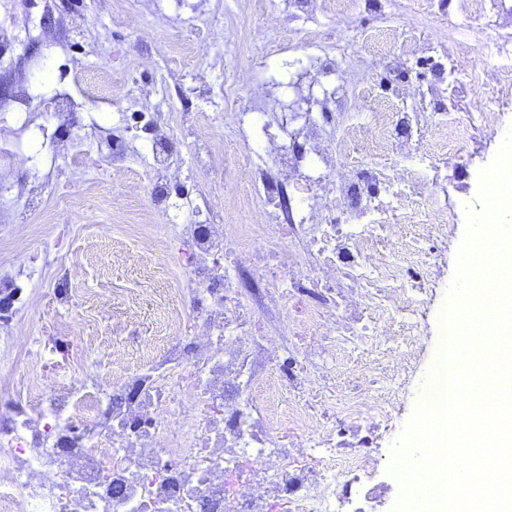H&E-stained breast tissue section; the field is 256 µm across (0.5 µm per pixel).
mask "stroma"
<instances>
[{
  "label": "stroma",
  "instance_id": "35a3bbf8",
  "mask_svg": "<svg viewBox=\"0 0 512 512\" xmlns=\"http://www.w3.org/2000/svg\"><path fill=\"white\" fill-rule=\"evenodd\" d=\"M503 40L512 41V0L487 11L474 0H354L346 13L329 0H0V288L16 291L0 334L30 340L0 350V372L50 364L69 378L68 342L54 338L64 318L93 340V365L115 348L136 364L141 340L165 335L185 242L151 201L153 136L173 132L168 192L196 203L197 224H276L287 207L352 224L375 187L349 183L366 166L395 167L410 196L371 248L414 237L423 207L441 210L448 239L421 242L407 259L424 281L421 333L391 417L345 420L336 431L344 450L365 440L379 450L378 472L353 487V506L394 512L401 487L390 445L438 364L466 207L512 129L500 63L480 53ZM486 110L499 114L495 130L469 124L468 114ZM377 112L395 125L420 118L422 139L398 133L374 148L367 130ZM312 121L326 146L358 131L344 161L304 166L321 179L313 196L301 200L290 184L261 217L225 208L226 198L247 196L281 141L310 149ZM381 356L372 340L338 350L337 390L363 389L358 366Z\"/></svg>",
  "mask_w": 512,
  "mask_h": 512
}]
</instances>
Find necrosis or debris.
Returning a JSON list of instances; mask_svg holds the SVG:
<instances>
[{"label": "necrosis or debris", "instance_id": "4bbe7bcc", "mask_svg": "<svg viewBox=\"0 0 512 512\" xmlns=\"http://www.w3.org/2000/svg\"><path fill=\"white\" fill-rule=\"evenodd\" d=\"M153 155L154 205L188 243L174 334L136 369L113 356L108 381L45 372L17 396L0 377V512H339L375 451L335 448L332 420L389 418L419 337L409 244L371 251L377 225L288 212L255 227L281 254L267 273L245 225L190 223L194 204L164 187L171 155ZM361 304L392 317L344 316ZM275 310L287 340L270 333ZM358 336L389 345V381L341 393L328 362Z\"/></svg>", "mask_w": 512, "mask_h": 512}]
</instances>
